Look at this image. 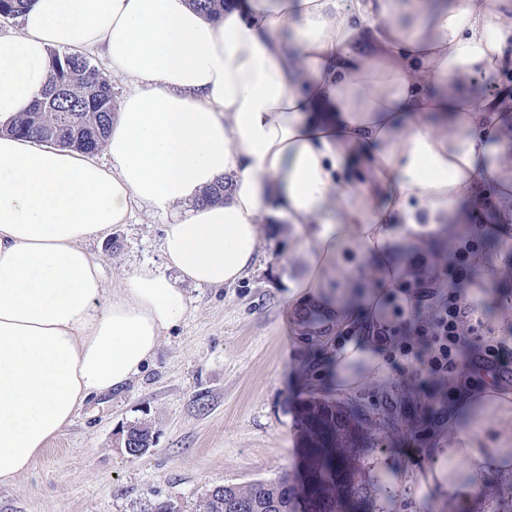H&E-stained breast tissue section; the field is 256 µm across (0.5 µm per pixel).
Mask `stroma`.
<instances>
[{
  "label": "stroma",
  "instance_id": "obj_1",
  "mask_svg": "<svg viewBox=\"0 0 512 512\" xmlns=\"http://www.w3.org/2000/svg\"><path fill=\"white\" fill-rule=\"evenodd\" d=\"M162 224L138 208L128 223L88 242L104 278L100 305L134 269L164 271ZM302 268L297 245L268 229L241 281L182 282L187 316L163 333L149 366L122 389L93 399L27 474L0 485V512H150L162 501L204 512L216 486L277 483L302 470L294 409L309 396L366 410L370 446L361 464L365 475L385 476L387 487L377 512H448L447 502L417 492L435 449L448 445L447 381L389 365L351 391L328 379L337 341L356 326L322 317L308 322L289 311L288 277ZM466 290L487 329L512 345V318L502 316L512 305V273L476 274ZM132 424L152 436L138 457L120 443Z\"/></svg>",
  "mask_w": 512,
  "mask_h": 512
}]
</instances>
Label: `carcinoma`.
<instances>
[{"label":"carcinoma","instance_id":"carcinoma-1","mask_svg":"<svg viewBox=\"0 0 512 512\" xmlns=\"http://www.w3.org/2000/svg\"><path fill=\"white\" fill-rule=\"evenodd\" d=\"M190 2L210 18L216 19L224 11V0ZM27 4L28 0H0V17L15 18ZM51 66V83L32 110L16 118L8 131L80 152L99 150L116 110L110 80L87 57L76 53H53ZM295 417L305 435L307 479L276 484L257 481L245 490L217 486L207 495L205 512H346L347 488L354 492V512H362L375 501L385 484L362 473L364 414L310 397L296 405ZM127 436L133 455L150 447V434L144 427L130 426ZM480 494L484 495L480 512H512L511 489L483 484Z\"/></svg>","mask_w":512,"mask_h":512}]
</instances>
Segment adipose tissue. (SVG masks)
<instances>
[{
  "instance_id": "ef3b65f1",
  "label": "adipose tissue",
  "mask_w": 512,
  "mask_h": 512,
  "mask_svg": "<svg viewBox=\"0 0 512 512\" xmlns=\"http://www.w3.org/2000/svg\"><path fill=\"white\" fill-rule=\"evenodd\" d=\"M0 31V485L27 473L86 402L137 376L187 307L144 266L99 306L88 240L133 207L174 215L168 267L232 285L265 225H287L304 271L288 301L342 322L460 246L496 193L512 234V0H30ZM104 51L125 75L106 162L6 133L50 80V54ZM220 202L204 201L218 180ZM418 256L397 259L399 248ZM380 358L354 337L334 368L358 386ZM463 414L418 480L469 502L463 471L512 467V394L456 392Z\"/></svg>"
}]
</instances>
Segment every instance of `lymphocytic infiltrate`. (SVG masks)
Masks as SVG:
<instances>
[{
  "label": "lymphocytic infiltrate",
  "mask_w": 512,
  "mask_h": 512,
  "mask_svg": "<svg viewBox=\"0 0 512 512\" xmlns=\"http://www.w3.org/2000/svg\"><path fill=\"white\" fill-rule=\"evenodd\" d=\"M484 242V235L474 228L464 245L451 252L442 271L448 280V293L420 321L416 338L399 337L389 327L382 330L383 351L390 364H415L428 375L447 379L464 366L471 367L476 375L496 373L508 348L503 340L484 335L482 316L461 290L463 282L474 279Z\"/></svg>",
  "instance_id": "lymphocytic-infiltrate-1"
}]
</instances>
